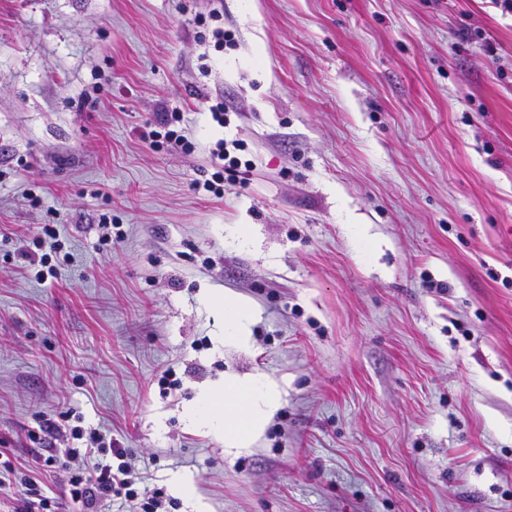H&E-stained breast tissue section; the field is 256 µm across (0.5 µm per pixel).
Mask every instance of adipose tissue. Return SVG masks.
Here are the masks:
<instances>
[{
	"label": "adipose tissue",
	"instance_id": "obj_1",
	"mask_svg": "<svg viewBox=\"0 0 512 512\" xmlns=\"http://www.w3.org/2000/svg\"><path fill=\"white\" fill-rule=\"evenodd\" d=\"M279 395V386L274 381L231 377L225 379L223 387L204 392L190 417L223 435L225 447L249 448L277 408Z\"/></svg>",
	"mask_w": 512,
	"mask_h": 512
}]
</instances>
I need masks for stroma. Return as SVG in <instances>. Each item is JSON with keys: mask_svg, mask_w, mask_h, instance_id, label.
<instances>
[{"mask_svg": "<svg viewBox=\"0 0 512 512\" xmlns=\"http://www.w3.org/2000/svg\"><path fill=\"white\" fill-rule=\"evenodd\" d=\"M172 111L192 152L150 144ZM221 140L253 166L218 198ZM230 376L281 387L252 448L186 418ZM62 395L163 512H512V13L0 0V462ZM56 226L54 224L42 225L32 239L37 251H25V256L29 261L28 265L22 268H25L29 275L34 273L33 277L41 282H45L48 277L57 278L56 261L63 244ZM224 338L247 344L246 335L250 318L249 310L236 300L224 296Z\"/></svg>", "mask_w": 512, "mask_h": 512, "instance_id": "1", "label": "stroma"}]
</instances>
